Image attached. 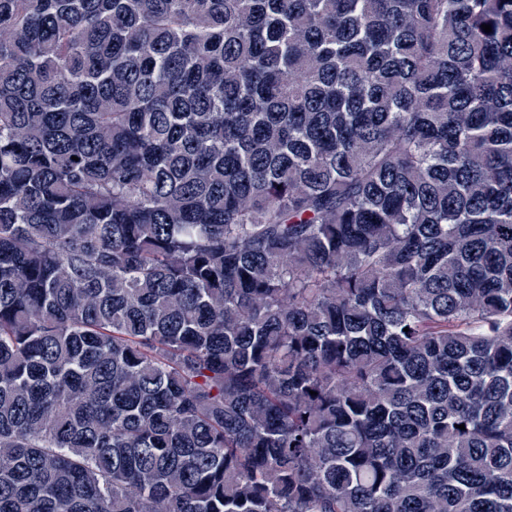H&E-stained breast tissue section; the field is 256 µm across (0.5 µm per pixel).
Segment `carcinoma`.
Here are the masks:
<instances>
[{
    "label": "carcinoma",
    "instance_id": "cac0c4a2",
    "mask_svg": "<svg viewBox=\"0 0 512 512\" xmlns=\"http://www.w3.org/2000/svg\"><path fill=\"white\" fill-rule=\"evenodd\" d=\"M0 512H512V0H0Z\"/></svg>",
    "mask_w": 512,
    "mask_h": 512
}]
</instances>
